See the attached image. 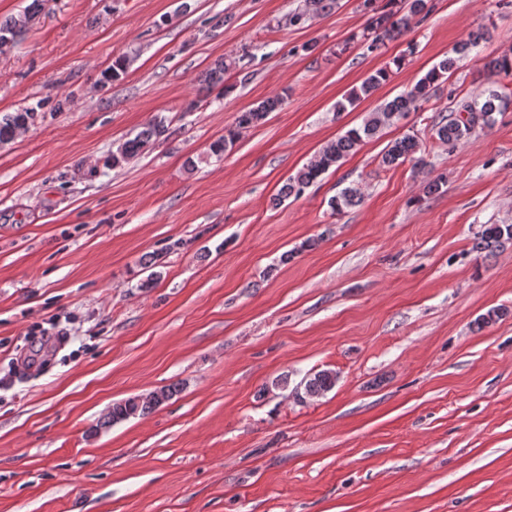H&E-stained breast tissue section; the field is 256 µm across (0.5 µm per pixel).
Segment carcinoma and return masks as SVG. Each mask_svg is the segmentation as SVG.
<instances>
[{
	"mask_svg": "<svg viewBox=\"0 0 512 512\" xmlns=\"http://www.w3.org/2000/svg\"><path fill=\"white\" fill-rule=\"evenodd\" d=\"M335 0H304L303 9L289 18L292 25H299L311 18L330 12ZM46 5V0H34L32 9L17 18H11L0 23V47L16 42L27 30L30 18L35 12ZM363 10L368 14V20L362 38L368 42L367 49L372 51L380 47L383 41L394 33H404L410 28L411 21H425L434 9L433 0H388L381 6L378 0H363ZM479 37L471 34L455 49V56L446 57L429 69L420 79L407 88L402 94L383 104L376 111L369 113L363 124L347 130L344 135L326 144L315 156L314 160L300 169L280 190L279 199L302 195L320 176L333 167H339L341 161L365 140L375 137L378 132L392 125L400 118L411 112L418 111L422 103L428 101L437 85L449 79L457 69L458 62L466 57L472 48L478 45ZM236 61L224 58L216 63L207 74L208 81L213 85L224 83V75L235 67ZM488 68L498 75L512 76V54H503L488 63ZM126 72V62L117 59L112 66L104 70L99 79V85L105 88L121 79ZM390 71L386 68L376 70L369 75L360 86L351 89L342 100L336 103V111L345 112L355 108L359 102L370 97L382 84L389 80ZM284 103V97L276 94L253 108L240 113L235 126L227 129L225 134L215 139L209 145L208 156L220 158L232 148L239 133L243 129L257 126L265 121L269 113L276 111ZM505 105L504 96L495 89L487 94L473 99H464L456 104L451 113L436 126V135L448 151L467 144L473 137L476 125L482 123L490 126L494 123V113L502 111ZM466 112L469 119H459V114ZM43 113L33 107H24L15 112L0 113V145L13 142L17 136L27 131L39 120ZM167 118L155 117L149 120L143 129L134 137L126 139L109 157L108 162L116 167L137 156L148 144L166 136L169 133ZM420 150L417 137L406 134L387 144L381 162L392 166L413 156ZM361 192L357 187H346L330 200V207L341 212L360 204ZM512 240V224H489L483 226L477 233L476 248L490 249ZM336 383V375L327 370L319 371L309 376L304 382L305 394L319 396L330 391ZM179 390V385L172 384L154 390L146 395L130 397L112 405L107 415L106 423L116 424L135 416L143 415L167 402Z\"/></svg>",
	"mask_w": 512,
	"mask_h": 512,
	"instance_id": "cac0c4a2",
	"label": "carcinoma"
}]
</instances>
